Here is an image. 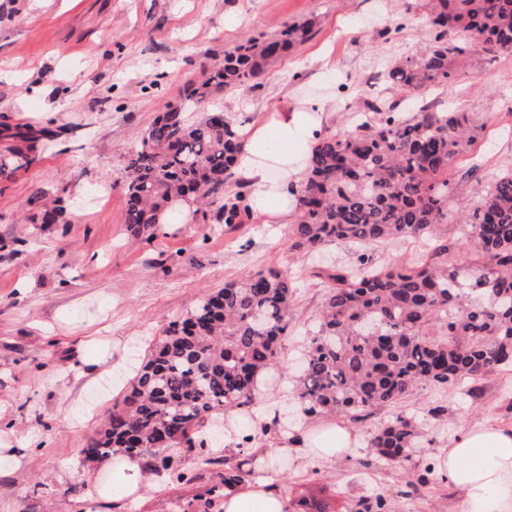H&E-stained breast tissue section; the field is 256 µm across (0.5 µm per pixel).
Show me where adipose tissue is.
<instances>
[{"instance_id":"obj_1","label":"adipose tissue","mask_w":512,"mask_h":512,"mask_svg":"<svg viewBox=\"0 0 512 512\" xmlns=\"http://www.w3.org/2000/svg\"><path fill=\"white\" fill-rule=\"evenodd\" d=\"M317 128L311 113L286 110L248 129L238 174L252 189L253 211L288 214L292 198L287 186L297 182L300 173L299 168H290L282 177V187L268 188L265 169L250 160L257 145L276 144L284 157L294 151L304 154ZM356 440L344 423L326 419L300 423L277 446L280 453L324 466L349 453ZM437 460L442 479L463 495L458 512H512V423L488 418L468 426L439 449ZM83 478L97 500L119 508L139 492L161 487L165 480L137 456L122 457L112 472L110 488L100 486L92 468H84ZM285 506L281 490L271 478L228 492L224 498V512H284Z\"/></svg>"}]
</instances>
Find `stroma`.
<instances>
[{
	"instance_id": "stroma-1",
	"label": "stroma",
	"mask_w": 512,
	"mask_h": 512,
	"mask_svg": "<svg viewBox=\"0 0 512 512\" xmlns=\"http://www.w3.org/2000/svg\"><path fill=\"white\" fill-rule=\"evenodd\" d=\"M428 11V0H0V121L59 132L27 169L0 182V452L26 450L0 477V512H106L80 474L94 466L108 485L112 465L89 462L83 447L150 342L207 291L249 271L277 267L295 281L291 332L267 392L283 427L298 424L292 365L323 299L315 273L353 264L354 246L298 258L284 245L287 218L251 217L228 236L223 225L176 209L152 241L134 239L124 224L126 155L225 50L286 21L311 22L312 38L271 61L258 87L213 93L209 107L236 122L288 105L313 108L322 127L350 129L342 99L368 97L373 76L425 49ZM430 96L482 127L457 168L479 165L487 179L512 166V57L472 55L461 82L433 86ZM37 189L63 198L62 223L33 222L26 201ZM104 353L109 363L73 375V363ZM479 386L474 397L428 389L397 402L427 431L413 462L434 463L471 422H512V368ZM435 405L447 406V421L429 418ZM389 415L384 409L357 425L354 453L336 464L294 459L273 470L282 494L323 488L340 505L380 492L398 497L399 470L359 465L367 429Z\"/></svg>"
}]
</instances>
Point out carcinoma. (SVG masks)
Listing matches in <instances>:
<instances>
[{
    "label": "carcinoma",
    "instance_id": "obj_1",
    "mask_svg": "<svg viewBox=\"0 0 512 512\" xmlns=\"http://www.w3.org/2000/svg\"><path fill=\"white\" fill-rule=\"evenodd\" d=\"M429 45L398 60L385 74L387 90L423 95L460 79L474 51L490 61L512 54V0H431ZM308 22H284L269 36L242 39L205 78L168 104L128 152L125 224L130 236L153 239L158 216L177 200H192L202 219L212 215L234 231L251 209L236 167L244 141L233 121L205 109L215 91L246 85L267 64L305 43ZM400 101L378 95L358 108L349 132L318 133L307 169L291 189L294 221L288 251L304 256L327 245L357 246L355 267L314 273L326 292L317 329L302 357L296 400L309 419L337 415L362 422L375 411L427 388L454 389L512 366V168L483 184L478 199L448 208L453 166L478 138L468 112L435 102L404 119ZM42 130L5 125L3 137L25 144L0 152V179L33 163ZM41 205L44 223L63 207ZM466 227L476 248L455 260L443 228ZM422 239L413 261H374L372 247ZM294 285L278 269L250 273L207 292L155 343L130 388L87 447L88 458L117 453L150 457L178 485L207 478L211 486L184 512H224V491L246 485L254 472L232 456L207 452L206 422L229 409L248 411L257 375L280 362L288 336ZM422 437L414 418L396 413L368 436L376 458L403 470L405 496L433 484V468L411 464ZM193 452L186 465L179 449ZM220 463L224 470L211 466ZM345 512H396L383 494L343 506ZM286 512H334L328 499L290 498Z\"/></svg>",
    "mask_w": 512,
    "mask_h": 512
}]
</instances>
